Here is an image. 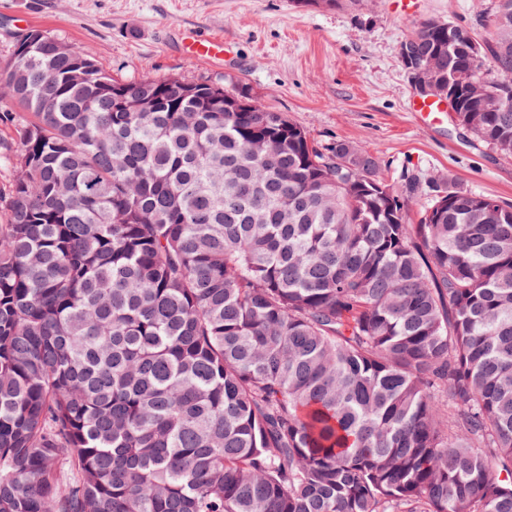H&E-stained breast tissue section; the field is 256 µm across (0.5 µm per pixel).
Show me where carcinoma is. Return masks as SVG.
<instances>
[{
  "label": "carcinoma",
  "mask_w": 512,
  "mask_h": 512,
  "mask_svg": "<svg viewBox=\"0 0 512 512\" xmlns=\"http://www.w3.org/2000/svg\"><path fill=\"white\" fill-rule=\"evenodd\" d=\"M489 24L412 38L512 155V0ZM55 41L0 104V512H512V205L439 174L413 224L416 175Z\"/></svg>",
  "instance_id": "cac0c4a2"
}]
</instances>
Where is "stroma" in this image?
<instances>
[{
	"label": "stroma",
	"mask_w": 512,
	"mask_h": 512,
	"mask_svg": "<svg viewBox=\"0 0 512 512\" xmlns=\"http://www.w3.org/2000/svg\"><path fill=\"white\" fill-rule=\"evenodd\" d=\"M494 0H364L357 8L294 0H0V66L18 35L38 27L91 51L113 79L177 77L237 89L283 113L317 146L342 141L370 152L380 174L449 173L475 193L512 203V157L456 125L427 120L399 46L424 20L490 33ZM221 38L219 59L195 57V38Z\"/></svg>",
	"instance_id": "35a3bbf8"
}]
</instances>
